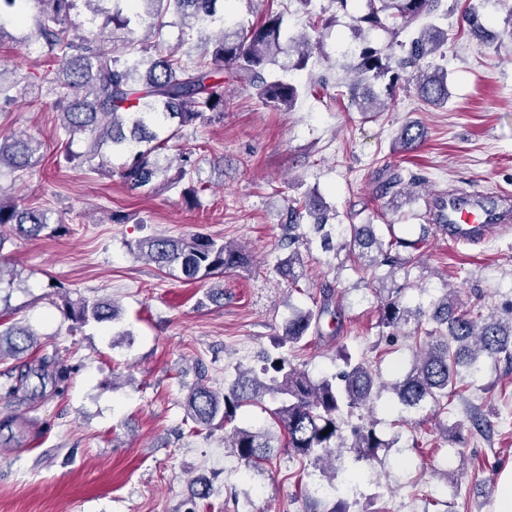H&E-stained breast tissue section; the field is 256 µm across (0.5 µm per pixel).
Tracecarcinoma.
Instances as JSON below:
<instances>
[{"label": "carcinoma", "instance_id": "obj_1", "mask_svg": "<svg viewBox=\"0 0 512 512\" xmlns=\"http://www.w3.org/2000/svg\"><path fill=\"white\" fill-rule=\"evenodd\" d=\"M41 5L34 16V30L44 55L59 63L58 75H43L42 81L61 111L59 133L82 150H68L66 159L100 175L112 174V158L122 160L119 175L132 190L150 191L160 176L177 163L176 181L190 176L195 165L187 154L162 156L168 143L181 137L184 127L208 122L224 115L229 101L224 95V74L253 91L261 101L274 107L291 108L299 91L283 78L267 80L264 70L275 66L286 74L309 62L313 45L306 35H290L284 28V12H268L255 24L245 26L224 18L217 8L222 0H0V35L5 25L26 17V4ZM83 3L86 22L99 28L80 35L69 26L71 12ZM367 12L357 18L353 38L359 43L355 78L346 82L347 93L361 112H378L393 96L401 72L411 69L408 79L427 104L448 102V77L433 67L432 59L444 56L448 30L426 24L405 40L394 39L384 48L371 45L367 32L390 27L406 30L438 13L441 0H366ZM153 41L128 38L119 49L107 50L100 44L108 25L126 29L141 18ZM205 34L204 50L197 59H183L182 45L165 52L156 50L163 41V30L171 24ZM460 25L471 35L482 37L485 27L479 12L466 8ZM427 131L418 123L401 128L397 143L406 151L420 145ZM37 148L34 138L24 135L0 137V169L28 171L34 166ZM401 177H391L381 194H392L390 204L399 209L411 195L397 189ZM288 245L313 236L325 250L335 246L357 259L365 270L386 268V276L402 271L410 276L413 252L430 233V225H420L417 239L400 237L394 225L387 234L376 232L374 224H332L327 206L306 195L289 207ZM311 217L308 233L299 232L300 214ZM51 224L47 210L21 205L0 189V242L5 236L36 238ZM138 252L160 268L176 267L185 280L205 281L225 271L247 265L248 256L239 247L203 234L190 238L146 237L137 243ZM303 259L293 249L276 266V271L292 282L302 276ZM378 328L394 337L408 326L413 337H423L422 348L412 355L409 367L393 382L378 379L366 361L344 356V366L336 373L313 379L292 365L284 355L265 352L258 369L238 372L234 381L217 391L200 381L186 401V414L195 424L210 427L218 422L232 425L224 436V447L246 467L254 468L269 459L273 448L282 446L320 467L326 486H336L337 467L333 461L348 450L355 460L371 462L379 451L395 442L381 437L377 422L369 419L350 425L352 441L344 436V426L355 411L367 407L382 392L392 394L403 413L419 414L437 407L458 392L464 377L476 381L486 369L487 360L505 359L512 363V309L505 315L496 310L462 312L451 292L431 294L427 303L410 305L402 300L401 289H376ZM342 305L332 285L322 288L319 304L313 308H293L275 349L293 348L313 332L320 321L336 319ZM76 322L84 324L113 321L118 317L112 302H80L72 308ZM12 355L21 354L34 343V334L24 327L0 330V356L3 344ZM277 402L270 410L273 423L239 427L233 424L244 406H261L265 398ZM329 430L324 435L322 431Z\"/></svg>", "mask_w": 512, "mask_h": 512}]
</instances>
